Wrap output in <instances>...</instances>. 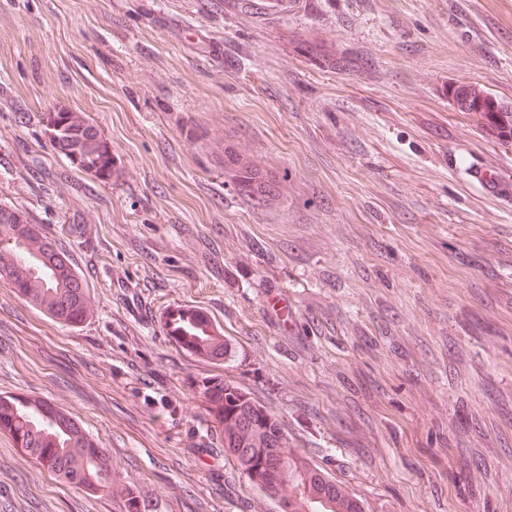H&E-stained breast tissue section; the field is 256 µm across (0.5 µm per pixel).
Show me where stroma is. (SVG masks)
Returning <instances> with one entry per match:
<instances>
[{
	"label": "stroma",
	"mask_w": 512,
	"mask_h": 512,
	"mask_svg": "<svg viewBox=\"0 0 512 512\" xmlns=\"http://www.w3.org/2000/svg\"><path fill=\"white\" fill-rule=\"evenodd\" d=\"M456 82L512 105V0H0V206L88 300L62 325L0 277V397L72 417L113 481L67 483L0 432V512H125L129 491L276 512L224 451L214 377L366 512H512V142L451 106ZM61 108L110 141L111 180L52 150ZM176 306L227 355L165 334ZM180 320L175 326L176 332L170 337L174 338L185 349L200 355H223L227 352V344L221 336L216 334L210 317L197 309H192L189 316Z\"/></svg>",
	"instance_id": "35a3bbf8"
}]
</instances>
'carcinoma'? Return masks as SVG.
<instances>
[{
    "label": "carcinoma",
    "mask_w": 512,
    "mask_h": 512,
    "mask_svg": "<svg viewBox=\"0 0 512 512\" xmlns=\"http://www.w3.org/2000/svg\"><path fill=\"white\" fill-rule=\"evenodd\" d=\"M448 99L460 112H471L504 141L512 140V107L483 89L467 83L448 85ZM46 133L54 151L97 180L112 179L114 158L106 138L79 112H52ZM242 184L253 194L271 193V185L257 182L248 171ZM0 276L10 278L23 297L47 310L60 323L75 325L87 314L85 288L68 257L51 241L32 230L26 215L0 206ZM172 334L185 349L214 355L227 352L210 317L197 309L180 320ZM208 410L214 417L224 451L234 458L249 481L277 499L279 512H364L361 499L340 481L311 464L289 446L282 422L232 381L203 385ZM0 430L15 447L64 481L96 493L112 487L109 459L93 450V442L76 422L44 401L0 397Z\"/></svg>",
    "instance_id": "1"
}]
</instances>
